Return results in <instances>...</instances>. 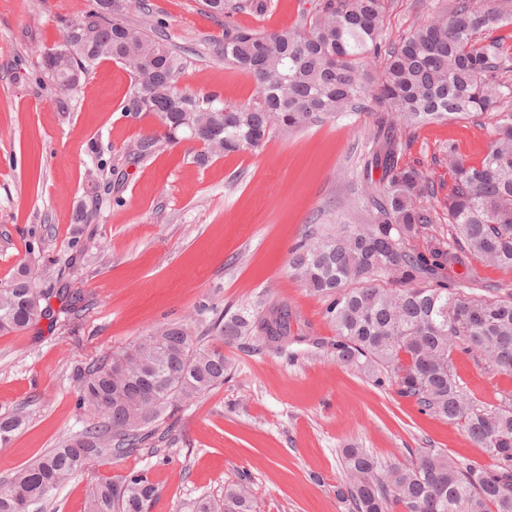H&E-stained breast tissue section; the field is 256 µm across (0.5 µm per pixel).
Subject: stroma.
<instances>
[{
    "instance_id": "35a3bbf8",
    "label": "stroma",
    "mask_w": 512,
    "mask_h": 512,
    "mask_svg": "<svg viewBox=\"0 0 512 512\" xmlns=\"http://www.w3.org/2000/svg\"><path fill=\"white\" fill-rule=\"evenodd\" d=\"M180 60L176 86L218 94L230 106L255 104L249 75L225 64L224 19L199 0H145ZM453 0H385V38L396 42ZM89 0H0V282L20 265L39 268L49 287L66 282L87 309L72 320H41L0 335V415L25 427L0 446V484L101 416L81 405L75 365L128 349L160 324H187L215 343L225 310L279 301L298 340L287 351L244 339L224 348L232 370L160 425L162 441L104 456L54 490L43 512H89L92 486L142 472L156 486L148 512H195L224 500V487L248 479L255 512H347L336 496L349 444L385 461L412 448L494 467L484 449L448 421L422 413L391 386L337 363L313 339H334L325 301L302 288L292 248L323 224L362 223L363 167L370 150L367 113L274 132L256 150L199 161L201 143L159 142L135 157L138 142L161 134L158 118L124 105L132 88L119 63L102 61L74 89L47 77L43 53ZM318 0H268L235 24L259 30L300 27ZM492 116L433 123L406 135L403 163L432 182L433 228L446 230L451 181L442 158L453 145L479 162ZM101 193L90 222L74 210ZM453 370L478 400L512 394V375L454 350Z\"/></svg>"
}]
</instances>
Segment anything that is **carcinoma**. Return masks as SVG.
Here are the masks:
<instances>
[{
	"label": "carcinoma",
	"instance_id": "obj_1",
	"mask_svg": "<svg viewBox=\"0 0 512 512\" xmlns=\"http://www.w3.org/2000/svg\"><path fill=\"white\" fill-rule=\"evenodd\" d=\"M102 2L92 0L67 27L63 40L70 48L45 62L48 76L67 90L105 59L122 64L134 78L125 111L155 114L167 141L193 139L219 155L256 150L275 128L289 133L351 112H386L370 134L367 168L381 176L366 179L363 223L311 233L292 252L289 267L326 301L336 362L461 426L497 468L451 459L439 448H417L406 462H388L347 445L336 495L348 512H391L395 505L404 512H512V396L497 405L480 402L452 367V353L461 349L512 373V291L485 295L472 277L466 292L455 271L472 257L512 270V52L493 36L512 21V0H455L449 11L391 44L382 37L385 0H319L300 29L266 32L226 21L224 62L253 77V107L178 90V55L162 36L150 34V12L132 23L131 0L107 14L100 13ZM202 5L226 18L242 8L267 7L266 0ZM487 112L498 119L480 162H468L451 144L443 150L452 179L448 229L430 233L426 201L434 189L418 168L401 163L403 137L434 121ZM44 281L42 271L24 265L0 286L1 334L82 311V294L67 287L56 289L62 306L53 310ZM215 327L223 343L254 338L284 351L292 339L285 303L226 312ZM229 369L222 347L192 339L179 323H163L130 349L77 369L80 401L103 420L17 470L0 486V512H24L89 462L152 444L166 417L224 383ZM155 377L166 384L148 398L143 381ZM22 425L18 416H1L0 444ZM155 494L147 476L132 473L118 484L93 487L90 512H146ZM196 512H254L250 487L232 484L222 506L201 501Z\"/></svg>",
	"mask_w": 512,
	"mask_h": 512
}]
</instances>
